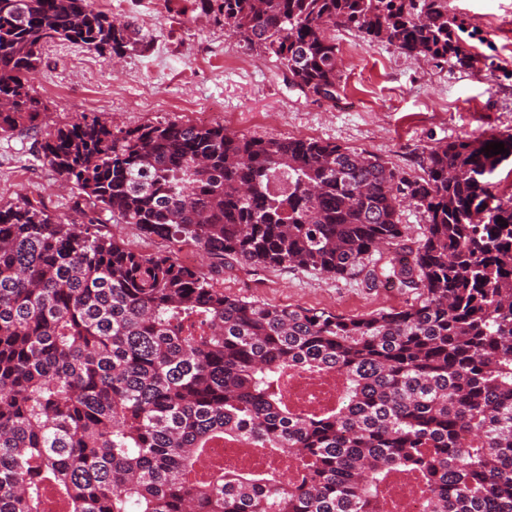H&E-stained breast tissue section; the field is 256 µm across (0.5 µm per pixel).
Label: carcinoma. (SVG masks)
Segmentation results:
<instances>
[{"instance_id":"1","label":"carcinoma","mask_w":512,"mask_h":512,"mask_svg":"<svg viewBox=\"0 0 512 512\" xmlns=\"http://www.w3.org/2000/svg\"><path fill=\"white\" fill-rule=\"evenodd\" d=\"M198 2L316 101L340 89L336 27L476 63L448 0ZM56 41L114 59L141 39L92 0H0V135L43 125L29 75ZM495 142L508 152L486 155ZM40 154L79 201L66 219L0 203V512H395V473L426 512H512V194L492 182L511 133L435 146L413 178L333 142L178 119L83 114ZM406 200L425 220L414 248ZM104 212L167 250L128 248ZM226 259L364 272L416 301L356 318L247 301L214 287ZM300 369L341 373L343 393L294 408L282 383ZM226 440L265 467L200 474Z\"/></svg>"}]
</instances>
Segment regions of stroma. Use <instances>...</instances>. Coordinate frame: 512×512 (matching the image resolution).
Listing matches in <instances>:
<instances>
[{
    "mask_svg": "<svg viewBox=\"0 0 512 512\" xmlns=\"http://www.w3.org/2000/svg\"><path fill=\"white\" fill-rule=\"evenodd\" d=\"M476 36L479 61L461 69L406 57L394 46L336 30L342 75L336 101H313L289 88L275 63L241 47L196 0H121L113 14L137 20L146 40L111 63L94 48L44 47L31 82L47 105V125L80 114L118 126L209 112L249 136H305L367 151L405 172L421 173L428 148L462 137L512 133V0H448ZM41 134L0 135V202L28 198L70 216L75 190L43 164ZM226 295L277 306L315 307L345 317L413 303L412 294L372 284L365 274L335 279L302 269L258 270L231 261L217 280Z\"/></svg>",
    "mask_w": 512,
    "mask_h": 512,
    "instance_id": "obj_1",
    "label": "stroma"
}]
</instances>
